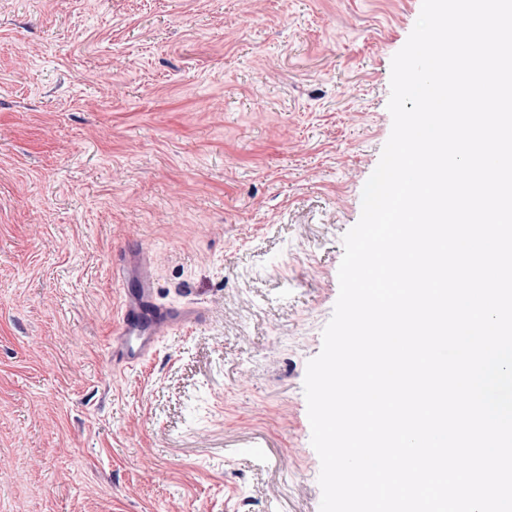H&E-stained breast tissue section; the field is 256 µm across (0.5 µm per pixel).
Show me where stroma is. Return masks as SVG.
Listing matches in <instances>:
<instances>
[{"mask_svg":"<svg viewBox=\"0 0 512 512\" xmlns=\"http://www.w3.org/2000/svg\"><path fill=\"white\" fill-rule=\"evenodd\" d=\"M422 0H0V512H319L304 395ZM205 318L113 368L112 262Z\"/></svg>","mask_w":512,"mask_h":512,"instance_id":"obj_1","label":"stroma"}]
</instances>
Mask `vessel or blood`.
Here are the masks:
<instances>
[{
    "label": "vessel or blood",
    "mask_w": 512,
    "mask_h": 512,
    "mask_svg": "<svg viewBox=\"0 0 512 512\" xmlns=\"http://www.w3.org/2000/svg\"><path fill=\"white\" fill-rule=\"evenodd\" d=\"M201 309H173L159 305L152 282L141 277L137 293L127 294L119 316L118 344L112 350V363L129 368L153 355L160 336L199 323Z\"/></svg>",
    "instance_id": "vessel-or-blood-1"
}]
</instances>
